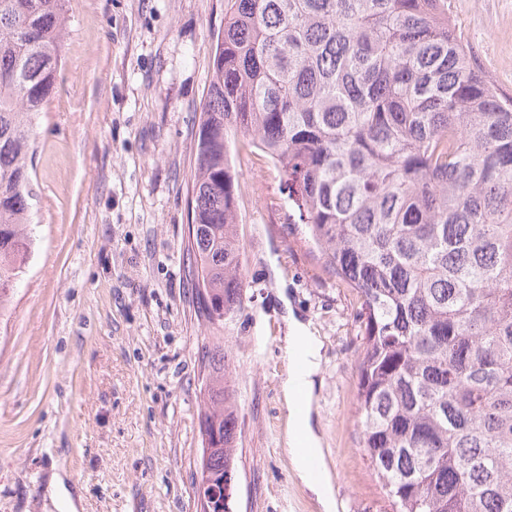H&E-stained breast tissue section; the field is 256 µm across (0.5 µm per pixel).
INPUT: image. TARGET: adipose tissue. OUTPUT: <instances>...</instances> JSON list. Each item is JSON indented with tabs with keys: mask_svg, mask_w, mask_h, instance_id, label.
<instances>
[{
	"mask_svg": "<svg viewBox=\"0 0 512 512\" xmlns=\"http://www.w3.org/2000/svg\"><path fill=\"white\" fill-rule=\"evenodd\" d=\"M288 349L294 362L303 366L302 373L293 375L284 386V398L290 412L288 444L295 469L303 483L316 494L325 512L334 506L328 473L312 476L307 460L320 455V438L311 423L314 382L320 371L321 343L307 326L289 320Z\"/></svg>",
	"mask_w": 512,
	"mask_h": 512,
	"instance_id": "obj_1",
	"label": "adipose tissue"
}]
</instances>
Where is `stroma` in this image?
<instances>
[{"instance_id": "obj_1", "label": "stroma", "mask_w": 512, "mask_h": 512, "mask_svg": "<svg viewBox=\"0 0 512 512\" xmlns=\"http://www.w3.org/2000/svg\"><path fill=\"white\" fill-rule=\"evenodd\" d=\"M69 34L32 157L33 239L0 311V512H197L200 362L224 339L234 512H324L286 444L288 316L322 343L313 399L335 512H393L359 445L361 300L288 220L280 173L238 136L246 288L200 316L185 251L196 134L224 0H65ZM476 62L512 91V0H448Z\"/></svg>"}]
</instances>
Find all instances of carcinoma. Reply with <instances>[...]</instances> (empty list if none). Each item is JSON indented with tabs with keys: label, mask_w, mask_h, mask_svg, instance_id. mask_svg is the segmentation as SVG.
Segmentation results:
<instances>
[{
	"label": "carcinoma",
	"mask_w": 512,
	"mask_h": 512,
	"mask_svg": "<svg viewBox=\"0 0 512 512\" xmlns=\"http://www.w3.org/2000/svg\"><path fill=\"white\" fill-rule=\"evenodd\" d=\"M64 0H0V309L31 244L34 128ZM362 302L361 448L395 512H512V97L448 0H224L197 131L186 252L215 323L241 301L237 134ZM205 346L209 466L236 416Z\"/></svg>",
	"instance_id": "1"
}]
</instances>
